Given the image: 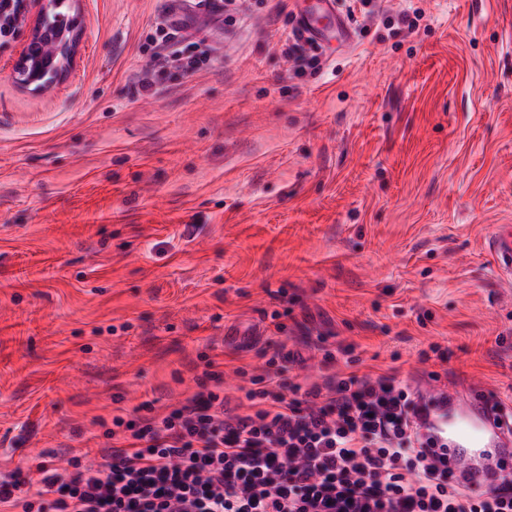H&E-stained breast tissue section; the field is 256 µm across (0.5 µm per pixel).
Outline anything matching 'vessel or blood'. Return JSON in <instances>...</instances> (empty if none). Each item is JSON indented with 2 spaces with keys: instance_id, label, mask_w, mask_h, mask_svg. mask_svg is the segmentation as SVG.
<instances>
[{
  "instance_id": "1",
  "label": "vessel or blood",
  "mask_w": 512,
  "mask_h": 512,
  "mask_svg": "<svg viewBox=\"0 0 512 512\" xmlns=\"http://www.w3.org/2000/svg\"><path fill=\"white\" fill-rule=\"evenodd\" d=\"M499 270L512 275V225H498L487 241ZM455 390L437 385L416 393L411 421L427 453L445 458L448 473L472 491L482 492L502 478H512V425L482 389L466 396V408L455 411Z\"/></svg>"
}]
</instances>
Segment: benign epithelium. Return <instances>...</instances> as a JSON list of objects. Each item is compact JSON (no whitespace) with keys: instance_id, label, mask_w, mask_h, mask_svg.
<instances>
[{"instance_id":"benign-epithelium-1","label":"benign epithelium","mask_w":512,"mask_h":512,"mask_svg":"<svg viewBox=\"0 0 512 512\" xmlns=\"http://www.w3.org/2000/svg\"><path fill=\"white\" fill-rule=\"evenodd\" d=\"M57 0H0V39L29 27L25 45L13 71L23 86L42 90L67 76L81 42L78 26L63 28L47 40L45 25Z\"/></svg>"}]
</instances>
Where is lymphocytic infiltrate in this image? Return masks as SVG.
I'll return each mask as SVG.
<instances>
[{
	"label": "lymphocytic infiltrate",
	"mask_w": 512,
	"mask_h": 512,
	"mask_svg": "<svg viewBox=\"0 0 512 512\" xmlns=\"http://www.w3.org/2000/svg\"><path fill=\"white\" fill-rule=\"evenodd\" d=\"M161 33L155 68L207 66L182 23ZM269 364L267 385L245 391L247 412L206 388L162 416H114L102 463L38 465L33 495H18V471H0V512H512V479L475 494L420 449L396 376L305 389Z\"/></svg>",
	"instance_id": "obj_1"
}]
</instances>
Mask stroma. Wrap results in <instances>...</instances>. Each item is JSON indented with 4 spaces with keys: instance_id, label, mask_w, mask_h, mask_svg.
Masks as SVG:
<instances>
[{
    "instance_id": "stroma-1",
    "label": "stroma",
    "mask_w": 512,
    "mask_h": 512,
    "mask_svg": "<svg viewBox=\"0 0 512 512\" xmlns=\"http://www.w3.org/2000/svg\"><path fill=\"white\" fill-rule=\"evenodd\" d=\"M190 27L206 68L136 72L168 0H81L64 83L0 50V462L100 461L103 423L163 414L292 353L332 373L477 385L512 414V0H374L320 70L285 58L294 5ZM414 8L416 32L399 21ZM286 330L272 334V314ZM335 362H325L324 350ZM499 270L506 277L512 275V225L500 224L487 241Z\"/></svg>"
}]
</instances>
